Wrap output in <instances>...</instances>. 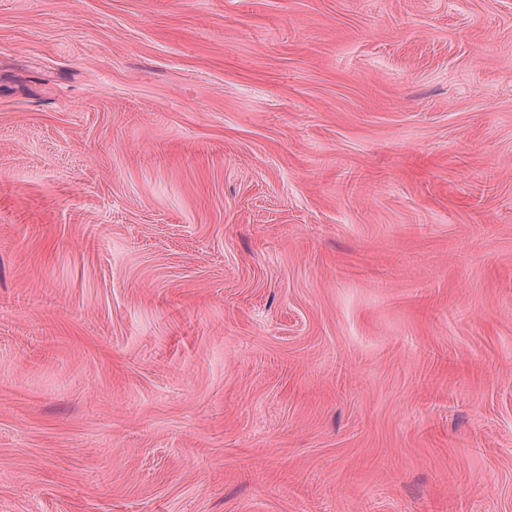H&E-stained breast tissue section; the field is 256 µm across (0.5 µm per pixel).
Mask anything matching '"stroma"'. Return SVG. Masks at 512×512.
<instances>
[{
  "mask_svg": "<svg viewBox=\"0 0 512 512\" xmlns=\"http://www.w3.org/2000/svg\"><path fill=\"white\" fill-rule=\"evenodd\" d=\"M0 512H512V0H0Z\"/></svg>",
  "mask_w": 512,
  "mask_h": 512,
  "instance_id": "35a3bbf8",
  "label": "stroma"
}]
</instances>
